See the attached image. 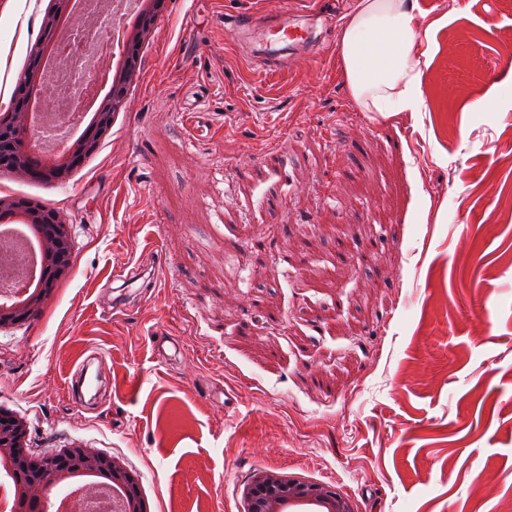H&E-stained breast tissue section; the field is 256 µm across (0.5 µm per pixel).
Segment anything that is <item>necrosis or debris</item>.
<instances>
[{
  "label": "necrosis or debris",
  "mask_w": 512,
  "mask_h": 512,
  "mask_svg": "<svg viewBox=\"0 0 512 512\" xmlns=\"http://www.w3.org/2000/svg\"><path fill=\"white\" fill-rule=\"evenodd\" d=\"M78 2L72 24L56 41V64L46 72L48 102L35 135L48 148L64 147L70 129L93 108L110 82L119 50L114 0Z\"/></svg>",
  "instance_id": "1"
}]
</instances>
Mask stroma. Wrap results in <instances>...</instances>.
Returning <instances> with one entry per match:
<instances>
[{
  "label": "stroma",
  "instance_id": "35a3bbf8",
  "mask_svg": "<svg viewBox=\"0 0 512 512\" xmlns=\"http://www.w3.org/2000/svg\"><path fill=\"white\" fill-rule=\"evenodd\" d=\"M262 2L165 0L98 150L62 183L0 170L73 245L0 328V408L37 453L122 460L149 512H243L257 469L357 512H512V0H413L423 106L397 117L345 82L357 0L270 83L224 36ZM50 8L0 0V114Z\"/></svg>",
  "mask_w": 512,
  "mask_h": 512
}]
</instances>
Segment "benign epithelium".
<instances>
[{
	"label": "benign epithelium",
	"instance_id": "obj_1",
	"mask_svg": "<svg viewBox=\"0 0 512 512\" xmlns=\"http://www.w3.org/2000/svg\"><path fill=\"white\" fill-rule=\"evenodd\" d=\"M150 0L148 17L127 38V65L135 71V64L142 44L147 39L155 11ZM72 0H52V8L43 25L45 41L33 51L34 63L21 78L23 86L40 81L41 63L45 42L56 32L59 19L70 12ZM124 96L121 88L98 100L89 129L77 137L47 170L33 166L30 155L23 149L0 156V167L17 173L36 176L44 181L64 182L83 158L93 154L99 142L112 128L115 113L122 107ZM30 112L26 105L18 107L7 117H0V140L26 129ZM0 212L19 217L23 224L39 229L38 242L47 263L42 275L31 289L10 305L0 306V327L21 325L40 308L56 283L67 276L71 265V230L60 215L45 219L44 210L33 207L21 199L0 197ZM28 423L25 419L0 409V465H5L6 476L11 478L21 505L41 501L45 492L41 461L36 459L28 446ZM50 468L58 482H68L75 477L108 475L112 488L120 491L122 512H148L138 479L117 458H107L90 448L74 443L49 459ZM244 512H355L352 501L324 485L301 477L272 470L258 469L250 474L242 490Z\"/></svg>",
	"mask_w": 512,
	"mask_h": 512
}]
</instances>
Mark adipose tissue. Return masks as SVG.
<instances>
[{
	"instance_id": "1",
	"label": "adipose tissue",
	"mask_w": 512,
	"mask_h": 512,
	"mask_svg": "<svg viewBox=\"0 0 512 512\" xmlns=\"http://www.w3.org/2000/svg\"><path fill=\"white\" fill-rule=\"evenodd\" d=\"M421 42L411 0H358L342 35V62L354 101L366 112L419 111L421 70L411 57Z\"/></svg>"
}]
</instances>
